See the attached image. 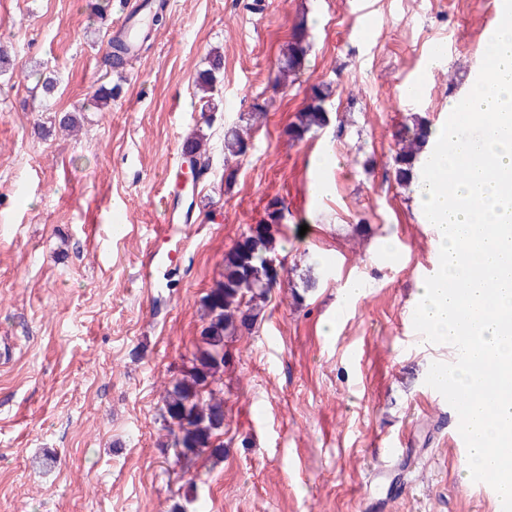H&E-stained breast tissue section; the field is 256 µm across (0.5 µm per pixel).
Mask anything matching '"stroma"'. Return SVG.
<instances>
[{
    "label": "stroma",
    "mask_w": 512,
    "mask_h": 512,
    "mask_svg": "<svg viewBox=\"0 0 512 512\" xmlns=\"http://www.w3.org/2000/svg\"><path fill=\"white\" fill-rule=\"evenodd\" d=\"M95 2L0 0V336L15 347L0 362V512H500L427 393L437 345L408 332L435 237L415 203L421 167L400 185L392 164L407 119L443 126L475 84L502 0H172L119 70L108 42L137 0H110L103 21ZM301 21L306 64L282 87ZM214 49L221 105L206 118L194 79ZM42 75L51 96L34 90ZM322 82L328 124L288 140ZM257 103L225 182L224 130ZM71 111L78 127L60 129ZM202 125L192 222L158 240L167 169ZM275 199L286 273L225 348L223 427L174 465L162 399L225 254Z\"/></svg>",
    "instance_id": "35a3bbf8"
}]
</instances>
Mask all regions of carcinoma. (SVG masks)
I'll list each match as a JSON object with an SVG mask.
<instances>
[{
  "mask_svg": "<svg viewBox=\"0 0 512 512\" xmlns=\"http://www.w3.org/2000/svg\"><path fill=\"white\" fill-rule=\"evenodd\" d=\"M308 32L304 23L296 24L291 31L283 61L276 80L283 84L293 81L304 67L308 52ZM130 47L122 41L110 43L108 59L112 68L124 65V56ZM220 62L200 71L195 86L200 93L201 111L216 112L220 97ZM331 96L330 87L315 84L309 88L304 107L296 120L288 125L286 134L292 141L302 140L313 129L327 125L329 118L325 104ZM206 134H196L187 141L190 155L201 160L200 171L208 167L204 149ZM429 140L426 121L413 118L412 129L399 140L401 147L393 160L394 180L402 184L410 179L415 162L425 152ZM251 149L248 131L235 125L224 131V179L231 182L236 170L229 166L231 160L243 157ZM285 206L275 200L265 209L262 222L235 244L224 257V277L203 297L205 326L201 332L202 347L192 359L191 371L175 381L164 401L161 417L166 422L177 460L206 447L211 435L224 425V406L213 397H204L202 387L207 379L224 368V340L255 327L262 317L268 297L281 279V272L271 266L274 251L272 228L284 220Z\"/></svg>",
  "mask_w": 512,
  "mask_h": 512,
  "instance_id": "cac0c4a2",
  "label": "carcinoma"
}]
</instances>
